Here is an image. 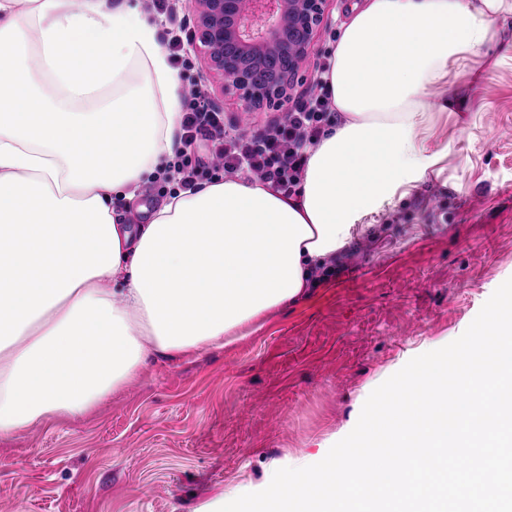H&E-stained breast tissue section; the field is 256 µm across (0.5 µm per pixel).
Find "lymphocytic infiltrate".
I'll use <instances>...</instances> for the list:
<instances>
[{
    "mask_svg": "<svg viewBox=\"0 0 512 512\" xmlns=\"http://www.w3.org/2000/svg\"><path fill=\"white\" fill-rule=\"evenodd\" d=\"M332 106L325 84L301 97L285 120L252 133H229L224 114L212 107L199 86L185 93L179 121L180 148L163 171L162 182L177 180L184 188L197 186L205 176L221 172L259 176L285 197L297 196L305 152L324 135L331 123ZM210 144L208 163L193 159L190 148L197 140Z\"/></svg>",
    "mask_w": 512,
    "mask_h": 512,
    "instance_id": "lymphocytic-infiltrate-1",
    "label": "lymphocytic infiltrate"
}]
</instances>
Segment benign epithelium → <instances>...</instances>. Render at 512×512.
Returning <instances> with one entry per match:
<instances>
[{
    "label": "benign epithelium",
    "instance_id": "obj_1",
    "mask_svg": "<svg viewBox=\"0 0 512 512\" xmlns=\"http://www.w3.org/2000/svg\"><path fill=\"white\" fill-rule=\"evenodd\" d=\"M327 0H191L189 43L241 109L285 111L326 26Z\"/></svg>",
    "mask_w": 512,
    "mask_h": 512
}]
</instances>
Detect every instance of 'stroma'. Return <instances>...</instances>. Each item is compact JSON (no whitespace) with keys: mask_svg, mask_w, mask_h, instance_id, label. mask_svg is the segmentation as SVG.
<instances>
[{"mask_svg":"<svg viewBox=\"0 0 512 512\" xmlns=\"http://www.w3.org/2000/svg\"><path fill=\"white\" fill-rule=\"evenodd\" d=\"M365 0H328L330 23L307 81ZM180 75L242 113L203 60ZM441 174L385 205L328 286L270 311L223 349L148 358L92 411L0 440V512H207L221 491L257 492L275 470L320 462L356 425L370 393L413 357L457 339L512 278V18L481 57L427 101Z\"/></svg>","mask_w":512,"mask_h":512,"instance_id":"stroma-1","label":"stroma"}]
</instances>
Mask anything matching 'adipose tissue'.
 Listing matches in <instances>:
<instances>
[{
    "label": "adipose tissue",
    "mask_w": 512,
    "mask_h": 512,
    "mask_svg": "<svg viewBox=\"0 0 512 512\" xmlns=\"http://www.w3.org/2000/svg\"><path fill=\"white\" fill-rule=\"evenodd\" d=\"M508 14L512 0H366L324 75L345 119L308 149L297 199L227 178L120 224L114 196L172 154L182 110L157 23L138 0H0V438L306 299L439 172L427 99Z\"/></svg>",
    "instance_id": "adipose-tissue-1"
}]
</instances>
